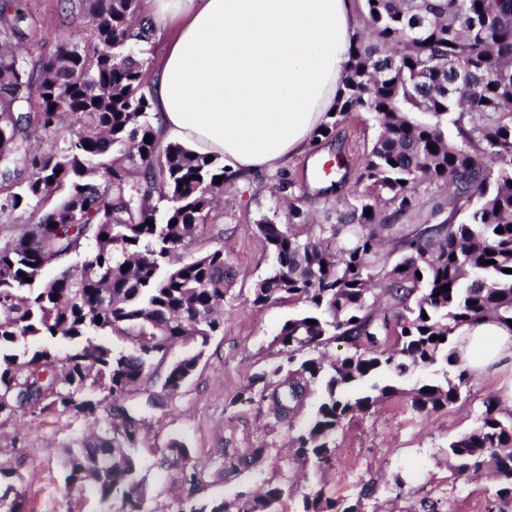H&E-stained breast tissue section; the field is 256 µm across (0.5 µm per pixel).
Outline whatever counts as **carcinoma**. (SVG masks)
Segmentation results:
<instances>
[{
    "label": "carcinoma",
    "instance_id": "cac0c4a2",
    "mask_svg": "<svg viewBox=\"0 0 512 512\" xmlns=\"http://www.w3.org/2000/svg\"><path fill=\"white\" fill-rule=\"evenodd\" d=\"M64 2L87 19L90 38L35 62L23 51L26 16L0 0V216L28 215L0 241V415L25 404L91 420L97 429L65 450V484L118 498L121 512H148L134 449L200 357L171 352L224 332V249L189 258L181 250L224 191L214 180L236 174L216 155L158 136L147 59L129 52L155 36L141 0ZM364 8L336 110L314 137H335L360 113L373 116L378 134L354 178L343 158L320 189L336 194L335 222L310 234L309 216L292 205L288 223L256 224L276 266L252 305L288 300L307 311L280 327L271 342L279 360L232 401L266 403L285 420L320 387L293 439L298 457L318 463L330 460L345 421L399 394L386 374L443 364V379L410 393L415 411L437 412L473 379L456 332L484 318L512 324V0H364ZM425 184L447 190L448 206L423 210ZM79 253L38 282L44 268ZM112 335L132 349L101 340ZM20 336H63L71 349L17 350ZM332 343L346 351L329 357ZM156 374L161 390L139 397ZM483 405L479 425L450 441L448 455L460 476L492 461L496 497L512 502V415L490 398ZM168 451L182 462L179 512H273L284 494L270 485L253 498L206 499L189 450L175 442ZM303 512L359 510L317 491Z\"/></svg>",
    "mask_w": 512,
    "mask_h": 512
}]
</instances>
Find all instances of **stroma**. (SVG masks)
<instances>
[{
    "mask_svg": "<svg viewBox=\"0 0 512 512\" xmlns=\"http://www.w3.org/2000/svg\"><path fill=\"white\" fill-rule=\"evenodd\" d=\"M31 27L32 53L53 50L61 41L84 39L88 27L63 10L60 0H23ZM377 127L360 114L340 129L339 139L315 141L284 170H264L226 181L218 214L204 227L190 251L223 248L232 270L224 295V332L211 337L198 366L166 412L156 414L135 455L151 490L149 512H177L183 494L177 465L168 448L184 443L202 470L209 498L221 500L268 484L284 487L276 512H302L303 499L324 497L360 501L361 512H485L497 488L491 470L457 476L448 443L479 423L483 400L496 395L497 373L475 375L465 401L428 415L410 405L408 390L440 379L438 367L410 369L398 380V396L345 421L336 434L329 462L302 461L292 448L299 427L320 401L312 390L293 422L276 421L267 405L235 407L231 401L262 368L273 364L267 348L280 326L303 311V304H251L255 285L274 259L260 247L255 226L264 217L287 223L296 204L317 217L335 212V196L317 195L316 168L336 151L358 158ZM76 414L17 413L0 422V463L15 471L25 489L29 512H119V500L101 501L91 490L66 487L61 460L67 446L87 427ZM264 457L251 461L250 451Z\"/></svg>",
    "mask_w": 512,
    "mask_h": 512,
    "instance_id": "stroma-1",
    "label": "stroma"
}]
</instances>
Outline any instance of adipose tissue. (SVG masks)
<instances>
[{"instance_id":"1","label":"adipose tissue","mask_w":512,"mask_h":512,"mask_svg":"<svg viewBox=\"0 0 512 512\" xmlns=\"http://www.w3.org/2000/svg\"><path fill=\"white\" fill-rule=\"evenodd\" d=\"M182 18L156 63L151 94L166 140L219 156L228 170L287 165L336 107L356 30L352 0H155L154 28ZM473 372L508 380L494 404L512 410V328L464 326Z\"/></svg>"}]
</instances>
